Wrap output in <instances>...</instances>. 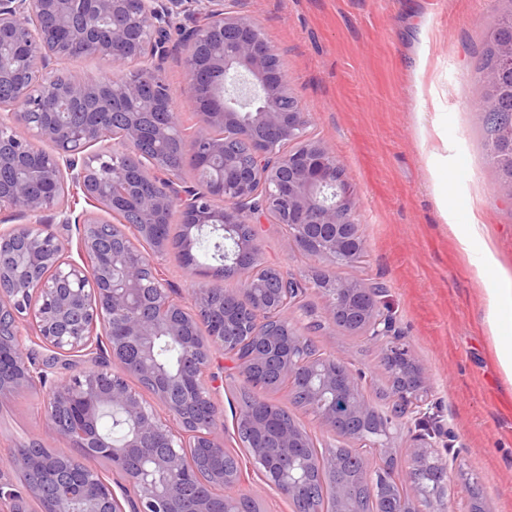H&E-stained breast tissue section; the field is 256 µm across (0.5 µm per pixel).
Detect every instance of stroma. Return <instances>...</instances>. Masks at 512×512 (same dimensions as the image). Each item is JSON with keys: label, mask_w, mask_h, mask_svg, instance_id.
Returning <instances> with one entry per match:
<instances>
[{"label": "stroma", "mask_w": 512, "mask_h": 512, "mask_svg": "<svg viewBox=\"0 0 512 512\" xmlns=\"http://www.w3.org/2000/svg\"><path fill=\"white\" fill-rule=\"evenodd\" d=\"M502 0H239L276 49L282 70L311 132L329 144L354 185L363 257L344 277L386 291L391 336L424 365L433 405L431 434L451 466L447 512H467L471 492L490 512H512V384L495 344L512 346V316L492 319L490 300L512 289V195L499 191L480 136L481 87L475 62ZM184 32L170 30L165 76L185 128L194 108L182 94ZM260 258L297 278L309 261L288 245L277 224L259 226ZM308 336L325 354L365 376L363 392L385 414L378 390L387 342H367L325 321V301L306 298ZM209 386L224 410L219 436L239 447L237 388L230 356L217 353ZM266 401L288 410L295 424L329 454L344 445L287 390ZM30 440L67 454L44 412L41 391L0 398V472L13 484V449ZM239 491L255 496L261 512H293L268 486L258 464L240 459Z\"/></svg>", "instance_id": "35a3bbf8"}]
</instances>
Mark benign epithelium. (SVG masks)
<instances>
[{
	"mask_svg": "<svg viewBox=\"0 0 512 512\" xmlns=\"http://www.w3.org/2000/svg\"><path fill=\"white\" fill-rule=\"evenodd\" d=\"M0 0V210L37 217V224L0 230V397L37 388L57 436L74 451L41 452L32 440L13 452L12 468L25 476L19 491L0 474V512H247L246 498L216 506L217 488L240 481L224 466V441L217 436L223 408L201 375L218 347L238 350L243 380L265 388L274 366L292 387L301 379L308 409L328 428L357 439L349 449L360 479L371 491L387 483L389 468L368 457L388 459L397 408L422 415L428 408V378L408 348L393 346L383 365L395 384L396 409L372 423V408L361 394L362 374L335 356H303L307 340L290 316L276 327L264 317L283 307L300 308L308 291L322 293L328 318L356 320L366 341L387 336L388 320L371 298L372 289L335 274L365 251L356 219V192L331 148L309 132L303 111L279 64V55L254 21L225 0ZM192 18L184 43L186 99L197 109L188 136L174 124L173 90L163 75L167 36L179 16ZM101 60L100 80L59 82L58 64L68 57ZM224 130V137L214 130ZM268 135L265 150L243 165L226 151L227 140ZM195 155L199 187L181 186L177 170L131 169L126 159L144 143L162 145L175 137ZM49 143L53 151L43 149ZM224 206L217 207L214 200ZM84 201L116 215L129 212L136 245L122 228L105 236ZM177 209L184 225L176 240L157 228ZM281 225L288 245L312 263L301 281L276 267L259 278L257 223ZM78 225L77 254L70 240L48 229L49 220ZM206 234L232 244L224 268L243 280L232 312L215 315L211 301L224 293L213 278L193 291L191 304L173 298L155 258L186 264ZM32 323L33 346L24 345L21 326ZM209 326V339L199 328ZM165 339L179 346V371L166 373L155 356ZM50 352L55 364L38 358ZM84 357L97 369L54 378L56 365ZM147 382L154 402L145 401L127 378ZM112 411L123 434L99 428ZM258 440L251 459L277 480L267 484L298 504L314 477L336 472L335 454L313 456L312 440L296 426L275 419L244 417ZM109 460L134 486L124 508L89 457ZM397 482L410 484L429 506L441 502L450 483L448 463L426 440L404 461L394 460ZM355 484L331 485L332 512H356ZM380 512H416L404 498H387Z\"/></svg>",
	"mask_w": 512,
	"mask_h": 512,
	"instance_id": "7a95c632",
	"label": "benign epithelium"
}]
</instances>
